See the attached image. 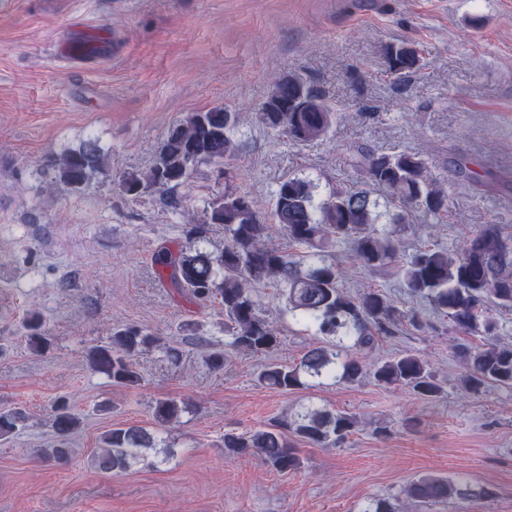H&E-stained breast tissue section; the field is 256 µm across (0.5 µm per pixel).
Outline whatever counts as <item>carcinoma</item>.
Instances as JSON below:
<instances>
[{"instance_id": "cac0c4a2", "label": "carcinoma", "mask_w": 512, "mask_h": 512, "mask_svg": "<svg viewBox=\"0 0 512 512\" xmlns=\"http://www.w3.org/2000/svg\"><path fill=\"white\" fill-rule=\"evenodd\" d=\"M387 62L390 72L408 74L421 67V56L414 45L402 43L387 49ZM337 116L322 94L291 74L272 80L257 112L266 129L302 145L325 137ZM236 124V114L220 106L187 113L170 126L147 169L119 177L120 193L138 198L157 191L167 205L180 206L177 191L187 184L197 164L223 165L237 156ZM107 163L108 155L90 138L50 158L47 166L57 184L80 193ZM349 163L360 176L359 185H338L319 200L310 178L293 175L278 183L272 217L296 251L265 243L268 225L254 201L227 190L223 199L210 206L204 223L184 227L185 244L178 252L158 254V278L199 304L219 301L224 332L230 336L228 346L267 357L281 346L282 333L253 288L266 283L278 288L281 314L318 337L320 345L309 348L296 364L266 363L258 380L268 388L292 393L309 386L311 379L354 383L368 376L435 400L443 387L419 355L404 353L368 362L358 352L372 349L379 337L393 336L404 327L435 328L433 314L449 320L462 335H496L495 312L512 311V239L487 224L455 250L425 245L408 254L395 225L410 223L414 212L436 224L448 223L447 187L416 153H378L358 147L350 151ZM384 214L392 227L378 226ZM212 224L224 226L226 243L220 252L207 247ZM343 244L357 267L396 271L418 307L405 311L380 288L358 294L343 288L341 267L330 258L331 249ZM24 329L31 351L43 353L49 348L50 336L39 312L26 314ZM153 348L172 364L180 360L178 345L163 343L138 325L113 328L104 341L87 348L86 358L89 367L111 384L129 388L141 382L133 357ZM456 354L465 366L461 387L466 392L477 395L492 386L512 389V344H460ZM151 410L155 423L166 427L179 420L187 404L162 398ZM26 420L21 407L0 409V440L16 434ZM357 424V418L345 412L306 408L249 432L224 433V453L258 457L276 472L288 474L303 466L288 434L312 444L334 445L346 440ZM80 426L81 417L68 400H57L52 408L54 445L40 449L38 458L44 463H67L72 437ZM155 448L154 436L143 427L112 428L102 436L92 464L102 472L119 474L145 460L147 451ZM405 495L415 502L436 504L480 499L489 492L460 479L425 475L412 481Z\"/></svg>"}]
</instances>
